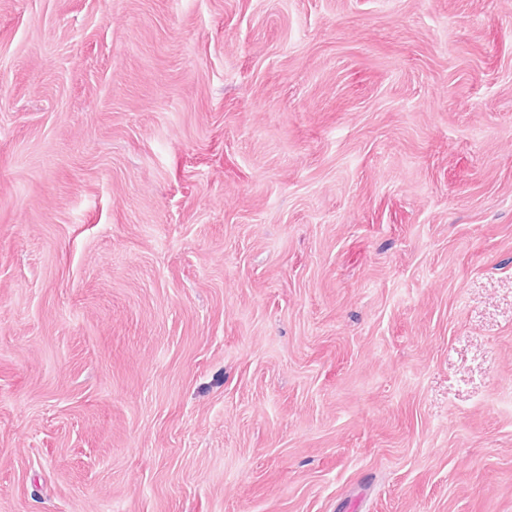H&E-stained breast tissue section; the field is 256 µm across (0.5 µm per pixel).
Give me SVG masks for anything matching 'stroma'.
Returning a JSON list of instances; mask_svg holds the SVG:
<instances>
[{"mask_svg":"<svg viewBox=\"0 0 512 512\" xmlns=\"http://www.w3.org/2000/svg\"><path fill=\"white\" fill-rule=\"evenodd\" d=\"M0 512H512V0H0Z\"/></svg>","mask_w":512,"mask_h":512,"instance_id":"obj_1","label":"stroma"}]
</instances>
